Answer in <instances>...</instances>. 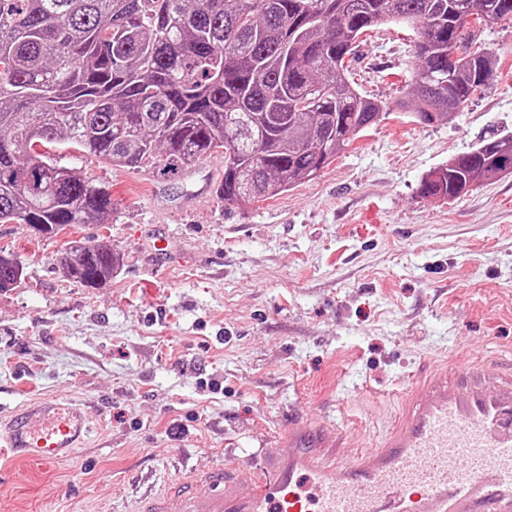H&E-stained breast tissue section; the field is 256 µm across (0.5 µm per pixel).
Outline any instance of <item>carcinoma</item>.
<instances>
[{
  "label": "carcinoma",
  "mask_w": 512,
  "mask_h": 512,
  "mask_svg": "<svg viewBox=\"0 0 512 512\" xmlns=\"http://www.w3.org/2000/svg\"><path fill=\"white\" fill-rule=\"evenodd\" d=\"M512 21V0H0V223L54 237L107 224L110 193L49 155L67 145L112 166L185 173L224 156L227 204L273 199L321 172L381 120L346 77L361 36L415 25L413 121L449 120L481 90L480 66L448 70L458 10ZM485 144L419 186L453 201L491 178ZM120 255L69 246L67 279L95 288ZM23 268L0 255V289Z\"/></svg>",
  "instance_id": "1"
}]
</instances>
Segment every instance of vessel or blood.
Wrapping results in <instances>:
<instances>
[{"label": "vessel or blood", "mask_w": 512, "mask_h": 512, "mask_svg": "<svg viewBox=\"0 0 512 512\" xmlns=\"http://www.w3.org/2000/svg\"><path fill=\"white\" fill-rule=\"evenodd\" d=\"M80 403L10 413L0 454L55 464L82 448ZM135 512H512V366L457 355L425 369L377 446L351 456L330 421H305L262 474L215 466L141 497Z\"/></svg>", "instance_id": "obj_1"}]
</instances>
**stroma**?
I'll use <instances>...</instances> for the list:
<instances>
[{
  "mask_svg": "<svg viewBox=\"0 0 512 512\" xmlns=\"http://www.w3.org/2000/svg\"><path fill=\"white\" fill-rule=\"evenodd\" d=\"M477 40L492 76L450 122L421 125L398 106L413 28L369 31L351 76L385 119L266 202L217 198L218 154L173 181L64 152L111 193L112 221L54 238L0 223L23 267L0 291V404L84 401L89 435L74 459L12 462L0 512H133L215 464L261 471L299 417L343 415L356 454L425 363L512 352V174L451 202L419 193L434 168L512 133V22ZM75 240L121 253L102 287L64 276Z\"/></svg>",
  "mask_w": 512,
  "mask_h": 512,
  "instance_id": "1",
  "label": "stroma"
}]
</instances>
